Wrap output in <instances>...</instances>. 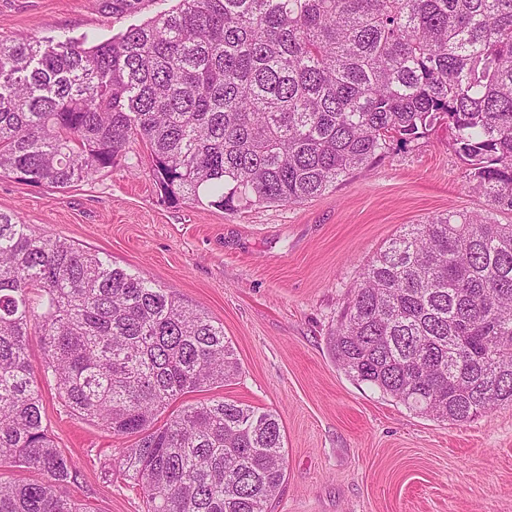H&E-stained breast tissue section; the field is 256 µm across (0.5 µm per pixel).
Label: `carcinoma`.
Listing matches in <instances>:
<instances>
[{"instance_id":"obj_1","label":"carcinoma","mask_w":512,"mask_h":512,"mask_svg":"<svg viewBox=\"0 0 512 512\" xmlns=\"http://www.w3.org/2000/svg\"><path fill=\"white\" fill-rule=\"evenodd\" d=\"M448 125L483 214L411 224L360 274L331 346L350 376L436 419L512 405V0H178L112 40L0 50V176L64 188L141 141L169 202L299 204ZM64 407L134 442L146 512H268L276 413L224 397V325L0 211V512H90L43 425L29 337Z\"/></svg>"}]
</instances>
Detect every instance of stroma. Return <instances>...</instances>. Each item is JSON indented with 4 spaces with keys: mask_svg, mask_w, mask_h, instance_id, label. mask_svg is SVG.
Wrapping results in <instances>:
<instances>
[{
    "mask_svg": "<svg viewBox=\"0 0 512 512\" xmlns=\"http://www.w3.org/2000/svg\"><path fill=\"white\" fill-rule=\"evenodd\" d=\"M175 0H0V49L21 39L97 43ZM446 127L300 204L235 211L171 204L149 152L66 188L0 176V210L98 253L222 323L241 375L225 398L278 413L286 481L271 512H512V406L467 422L409 410L341 369L330 347L363 267L407 225L480 213ZM43 422L80 466L68 492L92 512H144L115 464L127 439L40 383Z\"/></svg>",
    "mask_w": 512,
    "mask_h": 512,
    "instance_id": "35a3bbf8",
    "label": "stroma"
}]
</instances>
